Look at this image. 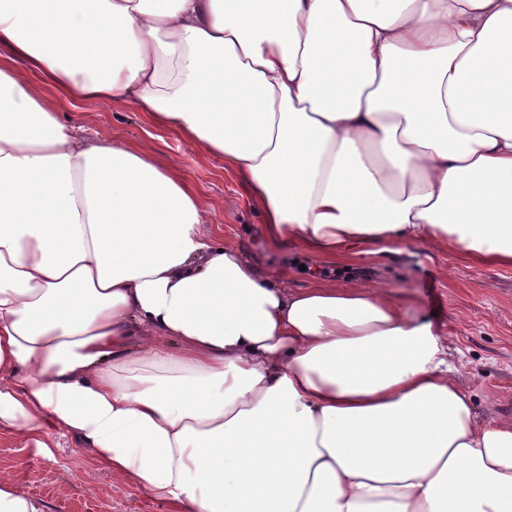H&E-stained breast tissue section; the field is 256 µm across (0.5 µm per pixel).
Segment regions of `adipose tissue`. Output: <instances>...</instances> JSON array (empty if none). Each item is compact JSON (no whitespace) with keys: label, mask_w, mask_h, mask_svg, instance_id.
<instances>
[{"label":"adipose tissue","mask_w":512,"mask_h":512,"mask_svg":"<svg viewBox=\"0 0 512 512\" xmlns=\"http://www.w3.org/2000/svg\"><path fill=\"white\" fill-rule=\"evenodd\" d=\"M1 46L0 430L172 512H512V419L411 295L257 274L175 162L61 117L222 156L273 245L512 266V0H0Z\"/></svg>","instance_id":"ef3b65f1"}]
</instances>
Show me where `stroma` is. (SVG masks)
I'll return each instance as SVG.
<instances>
[{"instance_id":"35a3bbf8","label":"stroma","mask_w":512,"mask_h":512,"mask_svg":"<svg viewBox=\"0 0 512 512\" xmlns=\"http://www.w3.org/2000/svg\"><path fill=\"white\" fill-rule=\"evenodd\" d=\"M73 119L88 131L177 161L207 208L224 218L203 225V233L241 252L256 273L284 270L293 288L385 283L412 294L422 313L445 330L457 380L471 392L477 412L512 416V267L475 263L464 249L448 248L440 240L399 253L361 249L343 263L317 259L288 241L270 245L262 212L250 201L244 180L225 170L223 158L187 144L132 105L89 100ZM54 441L52 456L44 457L0 432V474L42 497L48 512H170L166 503L124 478L94 467L72 437L58 433Z\"/></svg>"}]
</instances>
